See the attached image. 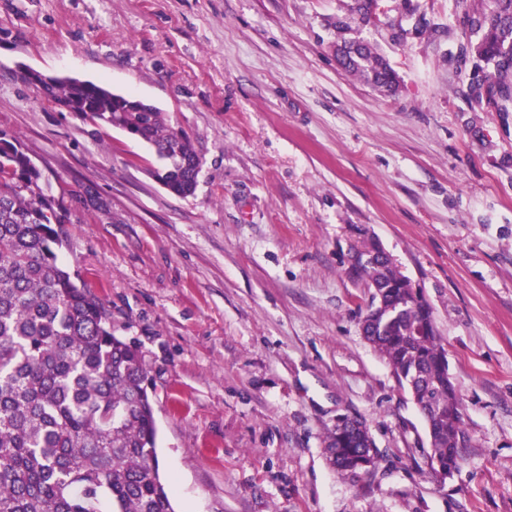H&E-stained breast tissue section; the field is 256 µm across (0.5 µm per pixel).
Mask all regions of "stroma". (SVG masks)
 <instances>
[{
	"instance_id": "35a3bbf8",
	"label": "stroma",
	"mask_w": 512,
	"mask_h": 512,
	"mask_svg": "<svg viewBox=\"0 0 512 512\" xmlns=\"http://www.w3.org/2000/svg\"><path fill=\"white\" fill-rule=\"evenodd\" d=\"M440 37L388 43V98L336 63L341 0H0V131L69 208L60 258L148 371L177 512H512V112L449 66ZM152 103L193 141V195L150 146L42 98L26 70ZM365 226L434 311L464 405L454 478L363 339L343 273ZM379 459L358 483L324 450L337 415Z\"/></svg>"
}]
</instances>
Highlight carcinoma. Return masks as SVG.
I'll return each mask as SVG.
<instances>
[{"instance_id":"1","label":"carcinoma","mask_w":512,"mask_h":512,"mask_svg":"<svg viewBox=\"0 0 512 512\" xmlns=\"http://www.w3.org/2000/svg\"><path fill=\"white\" fill-rule=\"evenodd\" d=\"M373 0H345L330 22L336 60L384 95L400 78L374 45L360 36L366 26L408 29L391 19L375 21ZM470 26L456 44L474 62L468 97L491 112L512 110V0L475 8L458 0ZM398 10L423 22L420 34L439 26L416 0ZM54 103L81 102L89 119L120 125L151 146L162 162L156 176L182 194L195 192L199 157L186 141L174 154L179 130L163 112H131V96L104 86L60 79L43 89ZM69 209L53 194L43 171L19 141L0 132V512H175L172 489L160 471L157 424L144 385L139 350L112 332L103 304L78 286V275L60 262L64 240L56 229ZM352 246L359 261L348 278L368 288L372 318L364 338L390 365L398 385L424 423L430 462L453 477L464 438L459 391L448 373L433 311L382 247L364 230ZM336 473L354 482L370 475L368 429L348 417L325 439Z\"/></svg>"}]
</instances>
